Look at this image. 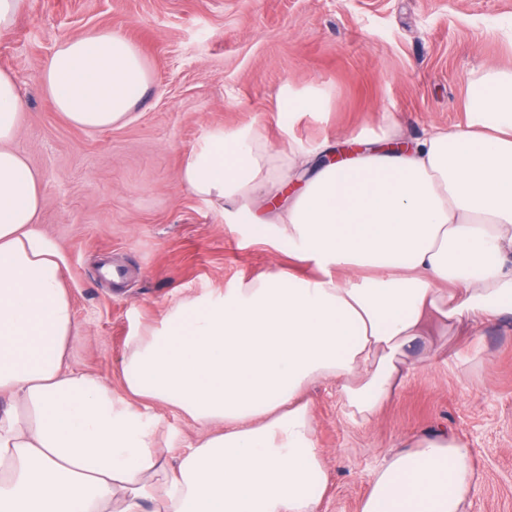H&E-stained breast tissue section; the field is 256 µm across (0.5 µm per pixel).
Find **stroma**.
<instances>
[{"label": "stroma", "mask_w": 512, "mask_h": 512, "mask_svg": "<svg viewBox=\"0 0 512 512\" xmlns=\"http://www.w3.org/2000/svg\"><path fill=\"white\" fill-rule=\"evenodd\" d=\"M96 28L134 43L152 77L129 119L104 130L70 124L41 85L55 45ZM511 29L512 0H25L0 35V70L26 101L12 146L42 178L38 228L65 259L72 368L121 390L130 337L178 300L291 266L182 185L186 155L211 129L254 124L285 148L274 101L287 84L330 92L327 114L296 127L304 140L341 142L385 112L412 139L452 128L468 80L512 58ZM479 334L482 357L422 359L367 427L345 419L333 384L308 389L330 478L321 512H359L393 447L441 426L474 450L470 512H512V321Z\"/></svg>", "instance_id": "obj_1"}]
</instances>
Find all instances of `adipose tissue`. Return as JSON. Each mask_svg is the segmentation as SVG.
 <instances>
[{"label":"adipose tissue","instance_id":"1","mask_svg":"<svg viewBox=\"0 0 512 512\" xmlns=\"http://www.w3.org/2000/svg\"><path fill=\"white\" fill-rule=\"evenodd\" d=\"M151 73L109 29L59 43L41 75L73 125L123 123ZM318 86L285 87L289 132L327 111ZM26 103L0 71V512H320L327 487L308 387L331 380L346 419L376 422L408 381L413 352L448 361L441 339L512 318V66L470 80L462 125L380 138L327 161V140L271 150L259 127L212 129L181 181L218 201L254 241L287 246L280 266L180 301L133 337L122 391L74 370L64 257L37 227L41 178L12 147ZM199 427L158 439L159 409ZM471 448L448 430L414 438L376 472L359 512H468Z\"/></svg>","mask_w":512,"mask_h":512}]
</instances>
